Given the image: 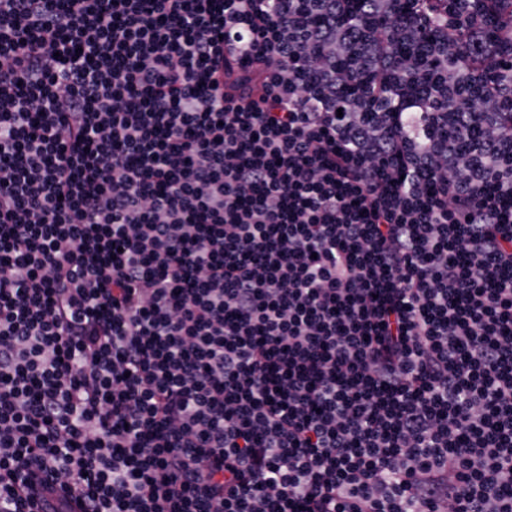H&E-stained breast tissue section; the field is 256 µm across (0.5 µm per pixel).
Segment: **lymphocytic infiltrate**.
I'll return each instance as SVG.
<instances>
[{
	"label": "lymphocytic infiltrate",
	"instance_id": "obj_1",
	"mask_svg": "<svg viewBox=\"0 0 512 512\" xmlns=\"http://www.w3.org/2000/svg\"><path fill=\"white\" fill-rule=\"evenodd\" d=\"M492 2L0 0V512H512Z\"/></svg>",
	"mask_w": 512,
	"mask_h": 512
}]
</instances>
